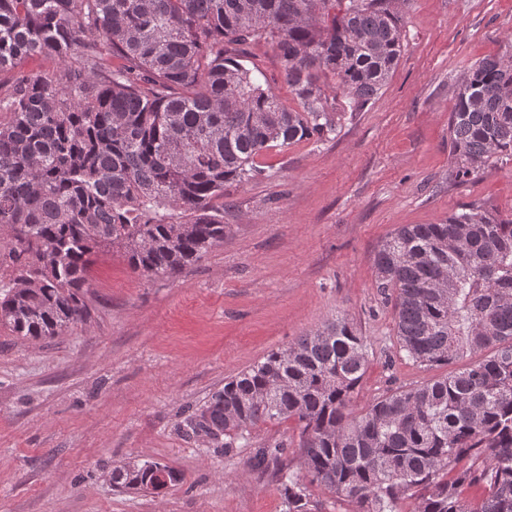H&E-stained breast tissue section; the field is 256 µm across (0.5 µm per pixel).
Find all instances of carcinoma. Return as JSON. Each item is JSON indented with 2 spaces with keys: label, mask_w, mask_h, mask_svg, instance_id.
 Segmentation results:
<instances>
[{
  "label": "carcinoma",
  "mask_w": 512,
  "mask_h": 512,
  "mask_svg": "<svg viewBox=\"0 0 512 512\" xmlns=\"http://www.w3.org/2000/svg\"><path fill=\"white\" fill-rule=\"evenodd\" d=\"M0 0V325L46 339L85 324L93 257L173 278L224 241V184L263 175L262 152L334 130L327 91L378 96L402 52L390 0ZM264 40L298 100L288 107L239 60ZM34 58L50 73L27 69ZM454 177L512 157V62L463 77L448 118ZM397 352L425 367L469 362L352 408L368 365L346 318L224 382L180 424L228 453L250 429L293 421L274 469L285 512L311 487L347 512H512V220L470 206L403 224L374 257ZM128 462L112 483L159 492L183 480ZM411 509L404 510L403 504Z\"/></svg>",
  "instance_id": "1"
}]
</instances>
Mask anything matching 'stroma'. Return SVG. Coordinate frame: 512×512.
Wrapping results in <instances>:
<instances>
[{
  "label": "stroma",
  "instance_id": "obj_1",
  "mask_svg": "<svg viewBox=\"0 0 512 512\" xmlns=\"http://www.w3.org/2000/svg\"><path fill=\"white\" fill-rule=\"evenodd\" d=\"M402 56L360 109L337 96L328 137L269 149L262 176L224 186L223 242L177 278L95 256L87 324L47 341L0 327V512H285L251 448L287 441L292 422L251 431L231 452L179 424L237 375L333 318L367 340L354 408L447 374L395 353L394 312L373 257L399 225L439 224L475 204L512 219V159L452 181L448 114L464 73L512 38V0H394ZM257 68L297 100L275 52ZM159 462L183 480L158 493L112 485L115 467Z\"/></svg>",
  "mask_w": 512,
  "mask_h": 512
}]
</instances>
